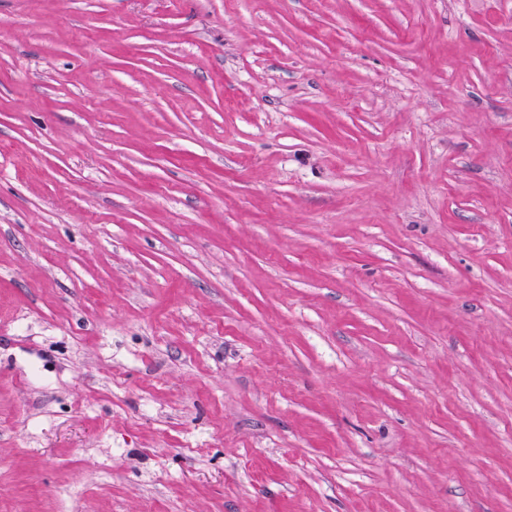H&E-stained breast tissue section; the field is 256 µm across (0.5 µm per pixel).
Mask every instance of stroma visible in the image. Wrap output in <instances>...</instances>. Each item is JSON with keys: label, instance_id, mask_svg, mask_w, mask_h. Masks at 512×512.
Masks as SVG:
<instances>
[{"label": "stroma", "instance_id": "35a3bbf8", "mask_svg": "<svg viewBox=\"0 0 512 512\" xmlns=\"http://www.w3.org/2000/svg\"><path fill=\"white\" fill-rule=\"evenodd\" d=\"M0 512H512V0H0Z\"/></svg>", "mask_w": 512, "mask_h": 512}]
</instances>
